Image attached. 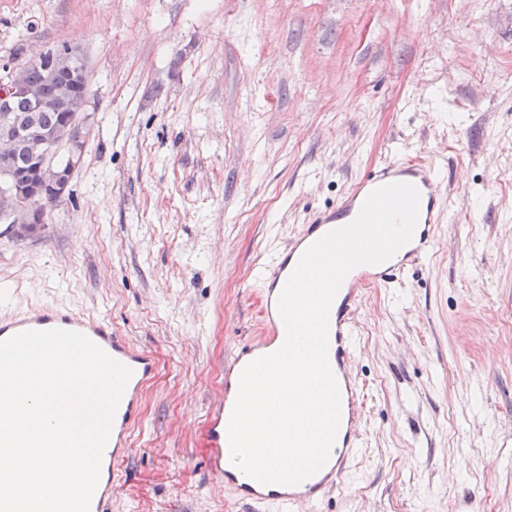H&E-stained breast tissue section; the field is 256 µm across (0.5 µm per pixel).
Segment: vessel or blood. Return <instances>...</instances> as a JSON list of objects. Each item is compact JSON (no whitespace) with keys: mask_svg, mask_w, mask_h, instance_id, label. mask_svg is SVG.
<instances>
[{"mask_svg":"<svg viewBox=\"0 0 512 512\" xmlns=\"http://www.w3.org/2000/svg\"><path fill=\"white\" fill-rule=\"evenodd\" d=\"M392 182L412 184L421 194L413 238L404 246L401 257L350 271L338 291L340 304L328 313V359L341 393L342 445L330 452L321 471L299 485L260 484L233 466L230 459L227 427L238 393L240 374L247 364L282 346L286 332L278 310V297L303 252L315 240L334 230L336 225L353 221L365 199L374 190ZM445 208L446 195L434 165L409 160L380 164L364 173L336 205L314 212L288 248L272 254L269 261L259 268L257 278L263 284L259 296L263 335L258 341L242 346L234 356L224 374V394L209 412L203 432V445L210 450L211 470L223 476L225 483L235 488L242 499L257 505L276 506L278 512H297L301 505L316 507L335 486L349 456L359 445L356 424L360 388L350 364L357 349L352 316L360 303L362 290L370 284L391 285L408 269L420 264L436 245L437 229ZM53 328L85 334L131 371L113 416L107 441L109 451L102 457V472L111 473L113 462L127 451L125 435L138 416L141 392L155 371V359L150 352L133 350L126 339L118 336L106 323L48 306L28 310L19 317L1 319L0 340L24 331Z\"/></svg>","mask_w":512,"mask_h":512,"instance_id":"1","label":"vessel or blood"}]
</instances>
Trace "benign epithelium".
I'll return each mask as SVG.
<instances>
[{
    "instance_id": "7a95c632",
    "label": "benign epithelium",
    "mask_w": 512,
    "mask_h": 512,
    "mask_svg": "<svg viewBox=\"0 0 512 512\" xmlns=\"http://www.w3.org/2000/svg\"><path fill=\"white\" fill-rule=\"evenodd\" d=\"M44 64L65 88L66 94L58 101L48 103L39 89L28 79V66L2 65L0 76V102L26 99L36 108L54 107L65 113L54 128L43 130L34 124L26 131L15 129L5 114L0 115V158L24 149L31 155L34 166L29 177H15L10 187L0 192V218L18 224L17 234L29 236L45 223L41 202L61 201L70 195L76 170L80 166L85 140L75 138L87 106L85 64L80 52L65 47L54 54L41 52L32 60ZM69 148L72 161L68 168L58 166L53 154L60 148Z\"/></svg>"
}]
</instances>
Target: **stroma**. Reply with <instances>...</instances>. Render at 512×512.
I'll return each mask as SVG.
<instances>
[{"label":"stroma","mask_w":512,"mask_h":512,"mask_svg":"<svg viewBox=\"0 0 512 512\" xmlns=\"http://www.w3.org/2000/svg\"><path fill=\"white\" fill-rule=\"evenodd\" d=\"M82 54L65 200L0 221V317L109 322L156 359L110 512H254L201 445L255 268L374 165L438 166L421 266L354 316L360 446L318 510L512 512V0H0V61Z\"/></svg>","instance_id":"stroma-1"}]
</instances>
